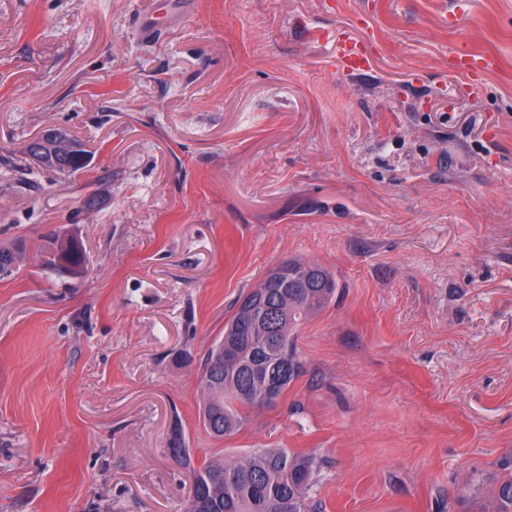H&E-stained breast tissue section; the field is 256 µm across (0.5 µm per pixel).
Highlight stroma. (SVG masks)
<instances>
[{
  "instance_id": "1",
  "label": "stroma",
  "mask_w": 512,
  "mask_h": 512,
  "mask_svg": "<svg viewBox=\"0 0 512 512\" xmlns=\"http://www.w3.org/2000/svg\"><path fill=\"white\" fill-rule=\"evenodd\" d=\"M462 14L460 25L449 16ZM371 68L336 66V37ZM492 56L468 76L458 49ZM56 127L57 174L22 150ZM77 239L78 277L52 272ZM0 512H185L165 452L312 455L323 512H471L512 459V0H0ZM302 258L335 306L214 440L202 359ZM340 66L349 77H357L370 68V56L363 49L361 41L346 38L341 42ZM67 135V134H66ZM68 136V135H67ZM66 137L67 141L71 144V149L68 150L64 156L55 155V157H47L38 166L56 173H70L74 174L86 167V151L81 148V145L75 140ZM50 266L72 276L80 275L86 264L83 250L78 247L75 240L70 239L61 244L47 262Z\"/></svg>"
}]
</instances>
